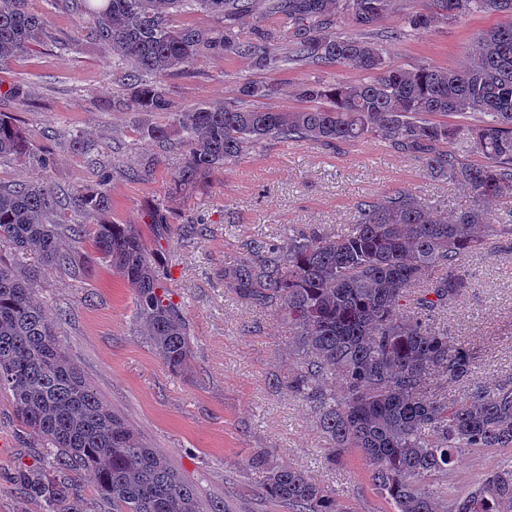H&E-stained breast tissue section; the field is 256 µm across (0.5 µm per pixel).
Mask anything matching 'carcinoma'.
I'll return each instance as SVG.
<instances>
[{"label": "carcinoma", "instance_id": "carcinoma-1", "mask_svg": "<svg viewBox=\"0 0 512 512\" xmlns=\"http://www.w3.org/2000/svg\"><path fill=\"white\" fill-rule=\"evenodd\" d=\"M404 27L428 28L476 14L512 15V0H419ZM86 25L96 44L125 63L126 87L114 107L162 120L143 134L161 148L179 146L183 164L174 193L187 194L235 161L247 144L268 140L349 144L376 140L418 160L433 176L464 186L470 203L454 218L394 186L355 206L345 232L313 226L285 243L252 242L224 284L241 300L278 310L305 365L288 378L289 391L314 404L328 459L357 448L371 480L394 512H441L433 483L458 458L479 448H512V383L488 387L471 381L478 357L451 344L435 314L472 288L466 258L489 248L512 251V224L493 222L492 202L512 204V23L485 32L460 69L406 67L391 60L369 31L393 0H55ZM293 22L291 40L273 32L252 40L237 20L256 5ZM188 10L224 20L199 29L176 25ZM351 32L324 33L331 17ZM52 38L46 18L27 0H0V63L29 54ZM205 55L248 58L259 70L290 63H337L363 74L354 83L305 81L302 106L256 105L272 85L239 84L232 100L182 107L159 78L182 72ZM40 156L25 128L0 117V159ZM110 175L68 193L82 224H61L58 191L49 183L0 182V246L29 250L44 263L69 270L67 240L89 237L100 258L132 288L144 335L166 367L189 371L191 333L167 297L155 247L170 232L168 200L146 214L156 237L139 224H115ZM37 275L0 258V393L9 395L19 421L47 447L52 470L19 468L15 485L42 512H82L73 493L77 478H91L112 512H225L201 499L169 459L103 403L61 348L36 295ZM463 385L448 402L434 380ZM251 467L261 489L286 512H337L336 500L303 470L277 466L261 452ZM512 504V460L494 467L483 484L448 499L446 512H500Z\"/></svg>", "mask_w": 512, "mask_h": 512}]
</instances>
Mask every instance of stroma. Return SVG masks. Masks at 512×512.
<instances>
[{"mask_svg": "<svg viewBox=\"0 0 512 512\" xmlns=\"http://www.w3.org/2000/svg\"><path fill=\"white\" fill-rule=\"evenodd\" d=\"M30 12L47 17L55 41L0 67V83H24L31 103L20 110L10 101L0 110L21 120L50 165L0 160V181L47 182L69 190L91 186L96 168L72 146L91 141L101 163L112 169V207L117 224H139L148 204L163 198L183 159L180 149L160 151L142 137L144 115L111 108L122 96L124 66L111 50L87 39L76 18L51 0H28ZM512 22L505 14H478L461 23L410 29L389 44L398 64L464 66L481 35ZM276 88L272 107L296 106L295 84L355 81L359 72L339 64L292 63L259 71L243 57L204 56L188 71L163 80L169 97L183 105L233 98L242 78ZM153 162L143 181L126 169ZM402 184L453 214L470 202L460 185L431 177L420 163L368 141L327 147L312 141L271 140L249 146L216 170L192 194L172 201L173 224L159 255L171 300L190 323L191 371L171 373L135 320L134 293L101 262L89 240L72 244L76 265L62 271L42 265L30 251L0 250L21 269L39 270L37 295L51 313L58 340L95 392L208 501L227 512H283L261 492L262 476L248 466L265 450L275 464L305 470L336 499L341 512H390L373 486L371 468L357 449L339 463L326 461L327 441L319 417L291 393L286 381L304 362L291 345L281 314L239 300L216 272L236 263L247 243L284 240L290 230L350 224L356 202ZM473 286L440 320L450 342L476 346L473 381L495 385L512 380V254L486 251L468 261ZM0 512H42L14 484L17 468L51 466L41 441L18 420L7 394L0 393ZM512 450L497 448L460 456L435 484L439 498L480 486Z\"/></svg>", "mask_w": 512, "mask_h": 512, "instance_id": "35a3bbf8", "label": "stroma"}]
</instances>
